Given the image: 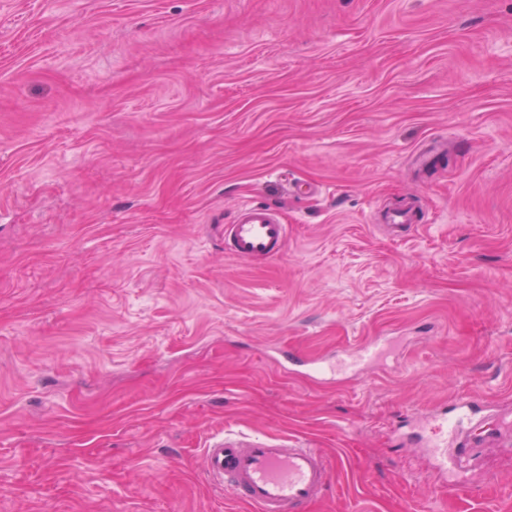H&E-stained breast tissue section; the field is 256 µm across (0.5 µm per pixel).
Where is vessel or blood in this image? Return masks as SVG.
Listing matches in <instances>:
<instances>
[{"mask_svg": "<svg viewBox=\"0 0 512 512\" xmlns=\"http://www.w3.org/2000/svg\"><path fill=\"white\" fill-rule=\"evenodd\" d=\"M288 226L278 213L258 205L241 206L234 223L224 227V246L234 255L268 262L281 256ZM387 344L377 341L356 347L352 363L374 365L387 354ZM468 400L452 409L436 410L422 428V440L430 448L439 470L448 468V449L460 428L472 423ZM208 477L225 493L249 504L253 512H301L303 505L324 496L332 485V464L316 448L301 445L284 448L253 437L224 438L204 452Z\"/></svg>", "mask_w": 512, "mask_h": 512, "instance_id": "1", "label": "vessel or blood"}]
</instances>
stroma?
<instances>
[{
  "instance_id": "35a3bbf8",
  "label": "stroma",
  "mask_w": 512,
  "mask_h": 512,
  "mask_svg": "<svg viewBox=\"0 0 512 512\" xmlns=\"http://www.w3.org/2000/svg\"><path fill=\"white\" fill-rule=\"evenodd\" d=\"M460 397L453 493L399 427ZM229 434L322 449L303 512H512V0H0V512H251ZM288 226L278 213L258 205H243L233 224L224 227V247L234 255L268 262L281 256ZM388 344L373 341L356 347L346 357L355 364L374 365L379 363L388 352Z\"/></svg>"
}]
</instances>
